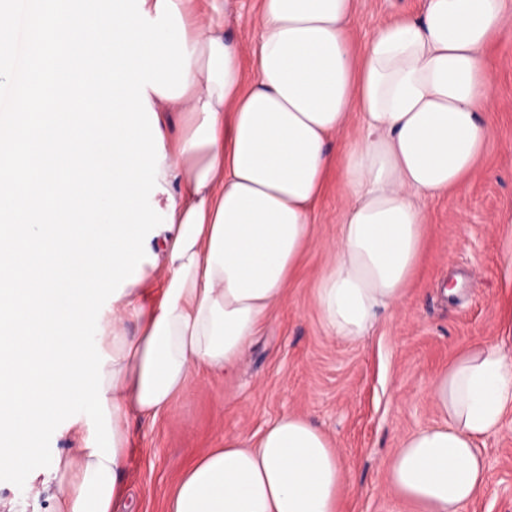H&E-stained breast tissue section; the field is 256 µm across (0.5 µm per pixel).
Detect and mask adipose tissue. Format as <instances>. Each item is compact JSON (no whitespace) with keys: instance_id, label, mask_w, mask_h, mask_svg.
Segmentation results:
<instances>
[{"instance_id":"obj_1","label":"adipose tissue","mask_w":512,"mask_h":512,"mask_svg":"<svg viewBox=\"0 0 512 512\" xmlns=\"http://www.w3.org/2000/svg\"><path fill=\"white\" fill-rule=\"evenodd\" d=\"M174 2L188 86L177 98L147 93L160 131L171 113L189 117L164 142L154 197L174 210L166 278L150 299L125 285L102 315L115 459L87 448L57 459L51 512H112L130 414L156 419L193 371L238 368L311 242L330 173L348 202L315 300L329 333L355 341L402 299L417 269L428 222L421 198L461 188L491 143L485 49L512 29V0H424L418 18L380 27L358 50L349 37L355 0H262L248 86L245 50L223 24L203 20L200 0ZM340 135L344 143L331 146ZM430 395L444 421L396 448L387 482L418 512H464L486 481L480 445L512 410V354L470 346ZM345 490L333 440L288 413L258 438L228 437L197 456L166 512H342Z\"/></svg>"}]
</instances>
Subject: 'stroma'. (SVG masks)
<instances>
[{"instance_id": "obj_1", "label": "stroma", "mask_w": 512, "mask_h": 512, "mask_svg": "<svg viewBox=\"0 0 512 512\" xmlns=\"http://www.w3.org/2000/svg\"><path fill=\"white\" fill-rule=\"evenodd\" d=\"M423 0H358L353 36L363 42ZM259 0H227L225 32L257 42ZM493 144L458 192L422 201L429 218L417 270L400 304L366 336L347 342L325 328L314 284L332 258L346 201L331 181L315 211L313 241L254 337L235 375L193 372L156 420L130 418L132 452L115 512H164L183 466L224 436L256 438L286 413L305 417L335 443L346 466L343 512H416L388 489L385 465L402 439L440 422L432 378L473 344L512 352V31L490 52ZM481 451L487 480L466 512H512V412ZM59 485L40 469L27 490L0 482V512H51Z\"/></svg>"}]
</instances>
